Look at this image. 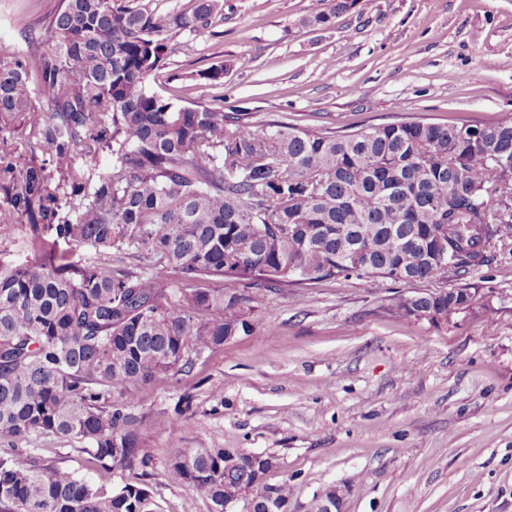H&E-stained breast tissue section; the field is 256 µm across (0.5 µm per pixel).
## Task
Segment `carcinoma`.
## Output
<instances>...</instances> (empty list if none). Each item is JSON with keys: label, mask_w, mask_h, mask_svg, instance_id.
I'll use <instances>...</instances> for the list:
<instances>
[{"label": "carcinoma", "mask_w": 512, "mask_h": 512, "mask_svg": "<svg viewBox=\"0 0 512 512\" xmlns=\"http://www.w3.org/2000/svg\"><path fill=\"white\" fill-rule=\"evenodd\" d=\"M355 3L312 0L302 22L330 26ZM217 8L60 0L43 48L0 53V237L23 232L27 252L0 259V437L53 435L84 444L101 468L146 467L140 389L180 374L174 412H189L196 361L252 330L265 291L460 275L512 231V117L257 131L250 112L148 92L172 38L207 28ZM62 244L96 258L71 261ZM160 431L166 481L194 492L183 512L198 499L224 512L273 468L269 455L185 448L175 420ZM270 503L291 512L293 485L262 484L253 512ZM152 505L143 487L110 492L30 451L0 457V512Z\"/></svg>", "instance_id": "1"}]
</instances>
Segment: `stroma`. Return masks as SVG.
<instances>
[{"mask_svg":"<svg viewBox=\"0 0 512 512\" xmlns=\"http://www.w3.org/2000/svg\"><path fill=\"white\" fill-rule=\"evenodd\" d=\"M310 4L219 0L209 28L173 38L147 90L252 113L260 129L512 115V0H357L328 28L301 26ZM57 5L0 0V51L41 47ZM218 63L221 82L203 79ZM455 287L469 288L472 307L440 322L395 315L398 286L365 278L268 292L250 333L197 361L184 447L274 456L266 483L291 481L302 505L335 484L342 512H512V244L462 277L419 285ZM180 394L169 375L141 391L145 469L92 466L56 437L25 445L93 485H138L159 512H182L192 489L166 481L154 426Z\"/></svg>","mask_w":512,"mask_h":512,"instance_id":"stroma-1","label":"stroma"}]
</instances>
